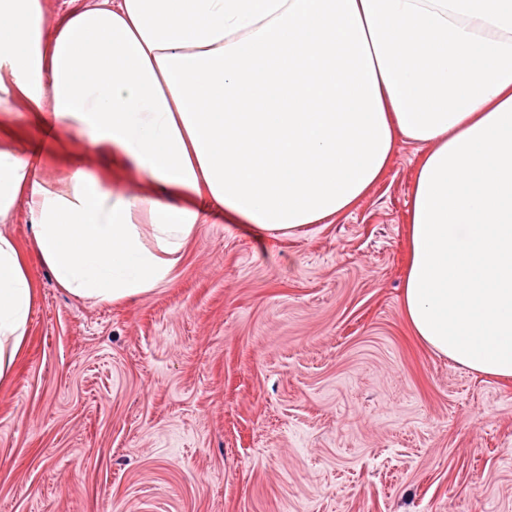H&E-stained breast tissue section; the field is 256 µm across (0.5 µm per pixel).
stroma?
Returning a JSON list of instances; mask_svg holds the SVG:
<instances>
[{"instance_id":"1","label":"stroma","mask_w":512,"mask_h":512,"mask_svg":"<svg viewBox=\"0 0 512 512\" xmlns=\"http://www.w3.org/2000/svg\"><path fill=\"white\" fill-rule=\"evenodd\" d=\"M421 146L329 224L278 239L202 225L173 281L69 295L0 223L37 285L0 385V512H512V380L458 367L404 317ZM129 193L147 178L87 153Z\"/></svg>"}]
</instances>
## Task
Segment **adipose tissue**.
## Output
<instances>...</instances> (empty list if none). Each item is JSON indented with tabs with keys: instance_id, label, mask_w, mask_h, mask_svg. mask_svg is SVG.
Wrapping results in <instances>:
<instances>
[{
	"instance_id": "obj_1",
	"label": "adipose tissue",
	"mask_w": 512,
	"mask_h": 512,
	"mask_svg": "<svg viewBox=\"0 0 512 512\" xmlns=\"http://www.w3.org/2000/svg\"><path fill=\"white\" fill-rule=\"evenodd\" d=\"M0 0V104L148 177L112 190L80 159L40 177L0 127V220L74 297L115 303L173 279L214 211L271 237L331 223L424 147L402 307L431 350L512 379V0ZM35 286L0 232V382Z\"/></svg>"
}]
</instances>
